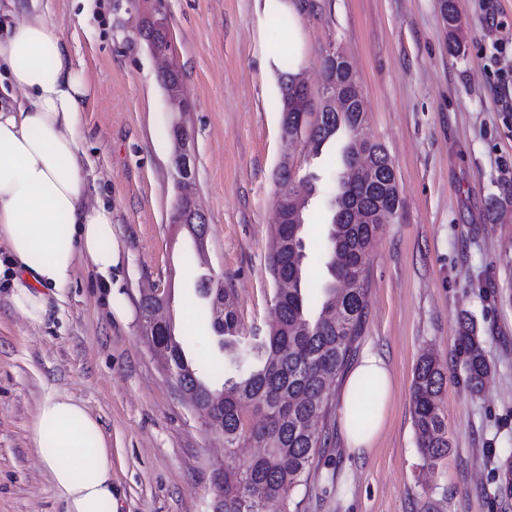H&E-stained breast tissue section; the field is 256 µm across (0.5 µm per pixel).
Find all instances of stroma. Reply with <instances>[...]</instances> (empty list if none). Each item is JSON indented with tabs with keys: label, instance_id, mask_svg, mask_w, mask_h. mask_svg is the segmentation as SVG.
Here are the masks:
<instances>
[{
	"label": "stroma",
	"instance_id": "obj_1",
	"mask_svg": "<svg viewBox=\"0 0 512 512\" xmlns=\"http://www.w3.org/2000/svg\"><path fill=\"white\" fill-rule=\"evenodd\" d=\"M154 0H44L70 64L93 98L85 148L99 196L112 205L117 262L104 292L90 262L29 323L0 284V512H64L30 428L44 395L82 402L112 445V512H212L213 472L224 437L176 392L141 329V290L167 289L176 335L193 336L207 377L230 372L210 318L198 309L200 273L230 289L243 334L267 328L278 173L316 175L305 213V263L326 276L328 201L339 147L289 143L280 75L303 74L313 106L325 82L323 54L337 51L362 87L364 132L389 154L401 190L367 266V319L354 350L377 352L394 391L370 453L348 451L339 431L343 377L329 388V440L299 512H512L504 462L512 452V0H458L466 27L448 49L437 0H296L293 14L265 0H163L168 62L182 78L185 111H171L159 65L140 30ZM194 155L198 208L209 230L198 252L172 224L176 202L171 128ZM196 305L194 324L183 319ZM469 316L494 373L466 383L459 320ZM446 372L441 397L451 451L425 466L412 419L411 382L422 354Z\"/></svg>",
	"mask_w": 512,
	"mask_h": 512
}]
</instances>
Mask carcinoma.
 Wrapping results in <instances>:
<instances>
[{
	"label": "carcinoma",
	"instance_id": "carcinoma-1",
	"mask_svg": "<svg viewBox=\"0 0 512 512\" xmlns=\"http://www.w3.org/2000/svg\"><path fill=\"white\" fill-rule=\"evenodd\" d=\"M444 10L448 45L458 53L463 39L456 0H445ZM143 30L157 48L169 50L168 32L149 21ZM338 80L339 96L324 99L313 122L302 74H284L279 101L283 130L291 138L305 136L316 152L335 139L340 129L350 134L341 151L336 195L328 202L324 252L329 279L315 284L304 269V214L315 176L297 182L291 170L284 168L279 175L278 224L272 232L269 267L272 275L288 278V287L275 291L267 332L241 335L229 292L211 287L205 279L198 283L211 313L212 331L220 347L234 353L235 369L251 361L256 366L218 387L203 380L201 366L186 356L193 339L176 338L168 320L163 325L150 324L148 314L157 303L149 297L141 299L144 336L164 347L192 398L207 403L224 394L213 419L227 444L224 467L214 472L223 483V499L215 505L220 512H263L266 502L275 499L283 501L285 512H298L289 508L290 493L306 481L328 439V432L310 427V422L329 411L327 382L346 367L366 318V265L373 240L381 224L401 206L391 159L382 145L360 136L365 108L356 76L346 71ZM160 82L184 93L176 69L161 73ZM172 221L183 222L195 235L207 231L206 221L192 214L186 200H176ZM459 341L465 348L468 386L479 393L491 377L492 366L474 321L466 316L459 321ZM445 382L446 374L433 358L418 361L412 380L413 418L418 448L430 468L450 451L440 408ZM243 442L263 451L241 460L236 448Z\"/></svg>",
	"mask_w": 512,
	"mask_h": 512
}]
</instances>
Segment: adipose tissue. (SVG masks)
<instances>
[{"label": "adipose tissue", "instance_id": "1", "mask_svg": "<svg viewBox=\"0 0 512 512\" xmlns=\"http://www.w3.org/2000/svg\"><path fill=\"white\" fill-rule=\"evenodd\" d=\"M41 0H22L0 26V243L8 249L0 278L11 299L38 325L49 312V290L66 287L81 260L103 279L114 262L112 207L88 205L96 188L82 133L92 87L71 67L57 28L39 16ZM377 384L364 395L367 381ZM391 374L364 351L341 396L348 448L369 452L387 415ZM33 447L65 512H106L112 496V447L97 418L78 400L48 392L31 425Z\"/></svg>", "mask_w": 512, "mask_h": 512}]
</instances>
